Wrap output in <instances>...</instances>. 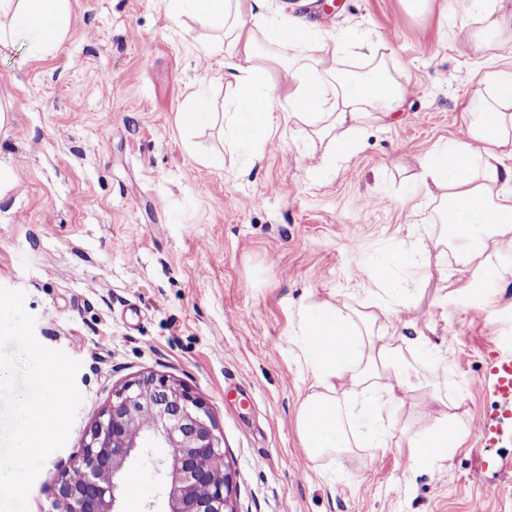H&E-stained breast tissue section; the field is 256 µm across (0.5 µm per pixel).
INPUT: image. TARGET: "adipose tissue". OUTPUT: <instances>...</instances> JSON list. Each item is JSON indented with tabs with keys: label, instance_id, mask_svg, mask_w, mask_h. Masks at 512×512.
I'll use <instances>...</instances> for the list:
<instances>
[{
	"label": "adipose tissue",
	"instance_id": "obj_1",
	"mask_svg": "<svg viewBox=\"0 0 512 512\" xmlns=\"http://www.w3.org/2000/svg\"><path fill=\"white\" fill-rule=\"evenodd\" d=\"M70 0H0V43L27 40L28 52L41 56L64 38ZM267 0H168L178 14L191 12L216 31L232 30L242 53L224 65V80L236 92L235 112L246 116L247 131L263 142L274 115L261 89L268 75L267 58L256 55L247 20L259 23L264 39L272 44H300L312 27L299 16L287 23L267 20ZM505 0H463L462 9L483 24L490 39L512 37L506 21ZM344 38H333L325 52L331 63L315 69H295L289 76L288 112L308 126L325 145L323 164L336 169L353 156L349 131L373 119L376 112L391 114L402 103V83L371 76L354 78L338 69ZM489 89L481 105L468 114L467 136L448 141L439 152L420 158L415 177L417 190L436 203L440 232L430 239H410L404 248H425L438 256L454 253L459 265L482 267L495 258L501 244H512V71L485 73ZM388 303L367 292L365 304L343 311L329 303L303 308L300 313L303 363L315 382L303 399L297 428L309 456L344 452L351 448L349 417L339 399L359 400L375 415L412 399H438L422 373L417 356L428 351L430 360L442 358L431 349L425 334L408 337L396 332ZM471 426L455 400L444 402L435 422L421 421L408 437L412 468L435 467L446 459L449 445H461Z\"/></svg>",
	"mask_w": 512,
	"mask_h": 512
}]
</instances>
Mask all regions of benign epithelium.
<instances>
[{
  "label": "benign epithelium",
  "instance_id": "7a95c632",
  "mask_svg": "<svg viewBox=\"0 0 512 512\" xmlns=\"http://www.w3.org/2000/svg\"><path fill=\"white\" fill-rule=\"evenodd\" d=\"M79 461L61 470L50 512H117L116 492L128 464L146 448L161 476L166 512H237L223 436L206 402L190 387L149 372L112 393L91 424Z\"/></svg>",
  "mask_w": 512,
  "mask_h": 512
}]
</instances>
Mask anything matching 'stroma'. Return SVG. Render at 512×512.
Listing matches in <instances>:
<instances>
[{
    "label": "stroma",
    "mask_w": 512,
    "mask_h": 512,
    "mask_svg": "<svg viewBox=\"0 0 512 512\" xmlns=\"http://www.w3.org/2000/svg\"><path fill=\"white\" fill-rule=\"evenodd\" d=\"M68 32L42 57L25 40L0 44V287L23 291L43 346L79 361L83 401L66 444L35 479L29 512H50L57 463L78 460L87 429L126 381L147 372L195 390L224 435L237 512H512V419L483 386L498 324L512 349V250L492 266L403 250L438 233L434 206L416 195L421 156L465 137L466 112L486 96L483 61L512 67V41L491 50L458 38L480 23L448 0H269L315 38L266 47L265 92L275 124L265 144L228 139L221 126L180 118L195 96L232 111L213 34L168 0H70ZM375 43L406 88L390 118L358 128L345 168H322L323 144L285 110L286 70L316 65L321 39ZM386 267L376 292L407 335L424 332L445 359L427 379L462 400L471 423H498L485 448L470 436L440 469L409 471L408 448L368 444L309 457L296 426L313 375L300 358L299 314L327 301L363 304L359 263ZM453 290L437 295L442 279ZM497 457L501 468L481 460ZM119 512H164L148 457L132 466Z\"/></svg>",
    "instance_id": "obj_1"
}]
</instances>
